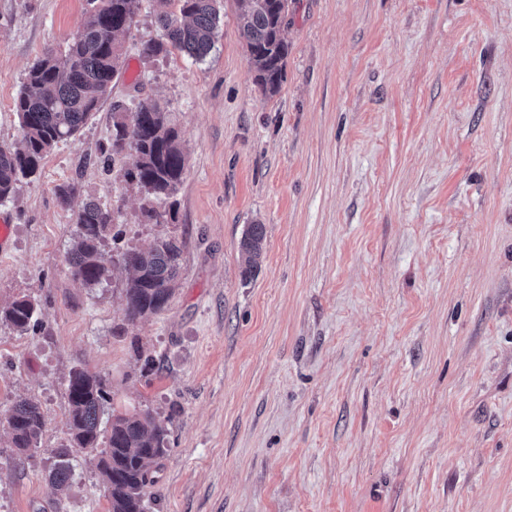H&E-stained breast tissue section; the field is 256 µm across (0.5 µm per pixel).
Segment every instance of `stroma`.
Returning a JSON list of instances; mask_svg holds the SVG:
<instances>
[{
    "mask_svg": "<svg viewBox=\"0 0 512 512\" xmlns=\"http://www.w3.org/2000/svg\"><path fill=\"white\" fill-rule=\"evenodd\" d=\"M85 7L0 0L1 148L21 139L29 67L64 52ZM156 15L142 0L99 110L0 200V307L37 303L25 334L0 321V419L29 399L45 420L27 455L0 430V512H108L69 442L74 368L107 377L110 407L164 421L151 512H512V0H288L272 96L233 0L201 60L143 56ZM145 101L186 153L170 198L112 155L115 111ZM89 200L112 213L93 288L69 265ZM250 224L265 240L246 279ZM170 237L176 291L128 323L118 255ZM264 239V225H248L240 241L242 274L244 277L250 276L258 269L263 254Z\"/></svg>",
    "mask_w": 512,
    "mask_h": 512,
    "instance_id": "obj_1",
    "label": "stroma"
}]
</instances>
